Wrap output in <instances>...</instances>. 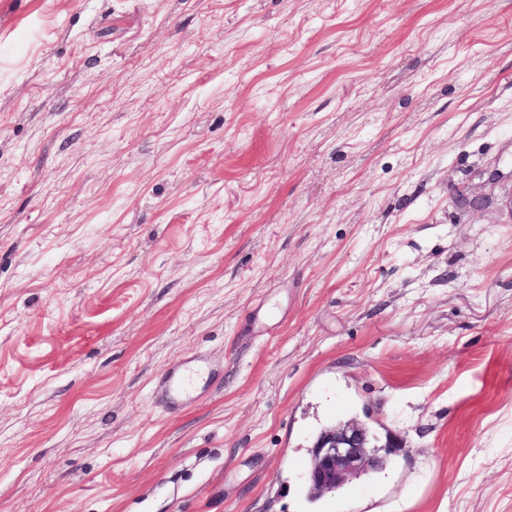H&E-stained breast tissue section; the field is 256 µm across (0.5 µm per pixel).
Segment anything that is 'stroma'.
<instances>
[{"instance_id":"obj_1","label":"stroma","mask_w":512,"mask_h":512,"mask_svg":"<svg viewBox=\"0 0 512 512\" xmlns=\"http://www.w3.org/2000/svg\"><path fill=\"white\" fill-rule=\"evenodd\" d=\"M0 512H512V0H0ZM212 371L201 357L190 358L177 372L169 373L158 384L156 401L171 412H179L193 404L199 382L208 381ZM312 463L306 481L318 497L385 466L386 459L367 446V428L363 425L338 424L324 431L312 450Z\"/></svg>"}]
</instances>
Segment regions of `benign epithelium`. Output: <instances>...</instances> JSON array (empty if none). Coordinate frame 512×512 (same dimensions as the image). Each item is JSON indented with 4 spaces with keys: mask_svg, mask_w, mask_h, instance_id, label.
<instances>
[{
    "mask_svg": "<svg viewBox=\"0 0 512 512\" xmlns=\"http://www.w3.org/2000/svg\"><path fill=\"white\" fill-rule=\"evenodd\" d=\"M311 453L306 481L316 497L336 490L351 478L381 469L386 463L367 446V428L354 423L338 424L324 431Z\"/></svg>",
    "mask_w": 512,
    "mask_h": 512,
    "instance_id": "obj_1",
    "label": "benign epithelium"
}]
</instances>
